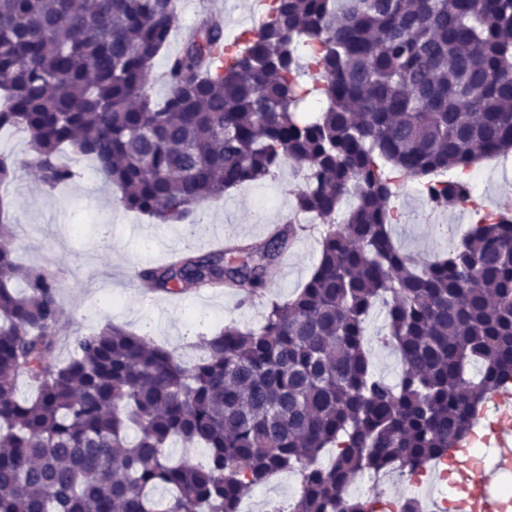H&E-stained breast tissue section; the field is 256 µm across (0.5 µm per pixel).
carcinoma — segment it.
I'll use <instances>...</instances> for the list:
<instances>
[{
	"label": "carcinoma",
	"instance_id": "obj_1",
	"mask_svg": "<svg viewBox=\"0 0 512 512\" xmlns=\"http://www.w3.org/2000/svg\"><path fill=\"white\" fill-rule=\"evenodd\" d=\"M173 13V0H0V129L29 144L0 153V186L31 168L49 189L71 181L70 147L124 208L172 224L289 163L304 169L298 210L322 221L318 262L258 327L225 325L190 365L112 323L71 337L61 363L58 281L1 246L0 512H238L278 471L299 480L288 512H370L344 495L351 479L443 458L512 386V218L485 216L419 264L393 243L385 172L446 209L472 189L441 176L512 149V0H271L222 62L223 23L207 16L154 103L147 73ZM295 235L286 222L261 243L188 247L138 278L259 297ZM380 301L395 385L369 355ZM178 443L206 463L172 458Z\"/></svg>",
	"mask_w": 512,
	"mask_h": 512
}]
</instances>
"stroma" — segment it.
<instances>
[{"label":"stroma","instance_id":"1","mask_svg":"<svg viewBox=\"0 0 512 512\" xmlns=\"http://www.w3.org/2000/svg\"><path fill=\"white\" fill-rule=\"evenodd\" d=\"M174 27L167 46L154 58L155 74L146 91L163 101L168 85L163 78L172 57L182 46V29L211 13L223 17L224 38L235 42L251 29L249 0H174ZM74 168L73 182L55 190L45 188L32 172L21 173L15 184L0 189L10 223L25 226L26 234L14 245L20 262L46 268L60 284L59 301L64 318L59 325L66 340L56 355L67 359L69 336L97 331L114 323L164 346L183 361L196 360L201 337L212 335L234 321L243 327L260 323L269 299L286 300L304 287L319 257L317 237L299 236L286 256L288 270L273 266L268 273L262 301L248 305L226 288L208 296L190 291L160 294L154 302H142L132 288L141 268L160 264L184 246L186 226L156 224L145 214L124 209L120 195L100 175H88L74 152L62 156ZM298 178L290 167L275 175L225 192L205 202L197 220L242 241L264 238L267 225L280 223L295 208ZM399 222L392 228L395 244L414 260L426 263L448 249V241L418 219L424 195L418 181L400 180ZM512 199V156L493 167L491 175L465 209H448V220L463 226L477 223L482 215L497 211Z\"/></svg>","mask_w":512,"mask_h":512}]
</instances>
